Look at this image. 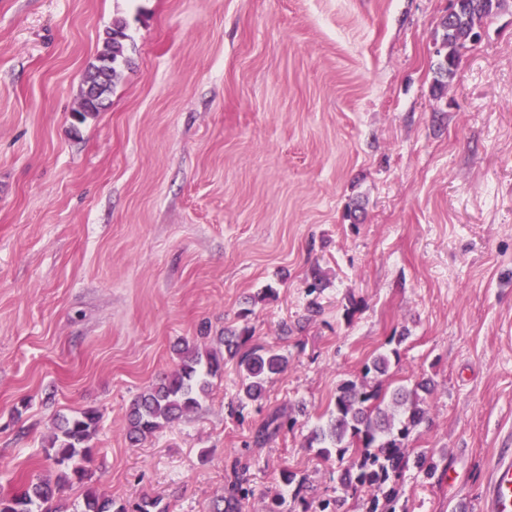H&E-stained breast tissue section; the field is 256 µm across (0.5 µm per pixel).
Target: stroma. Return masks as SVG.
I'll use <instances>...</instances> for the list:
<instances>
[{
  "instance_id": "35a3bbf8",
  "label": "stroma",
  "mask_w": 512,
  "mask_h": 512,
  "mask_svg": "<svg viewBox=\"0 0 512 512\" xmlns=\"http://www.w3.org/2000/svg\"><path fill=\"white\" fill-rule=\"evenodd\" d=\"M452 0H0V494L54 478L60 416L98 408L90 486L134 512H304L282 469L336 497L309 447L344 381L394 349L384 390L432 378L399 512H480L512 448V0L434 86ZM129 64L73 116L104 31ZM325 288L309 291L313 276ZM317 315H309L311 306ZM231 328L287 370L138 446L134 400ZM296 423L250 444L274 411ZM254 495V490L250 486L246 477V472L239 473L235 481L231 484L228 492L221 497L220 504L216 512H242L243 505Z\"/></svg>"
}]
</instances>
